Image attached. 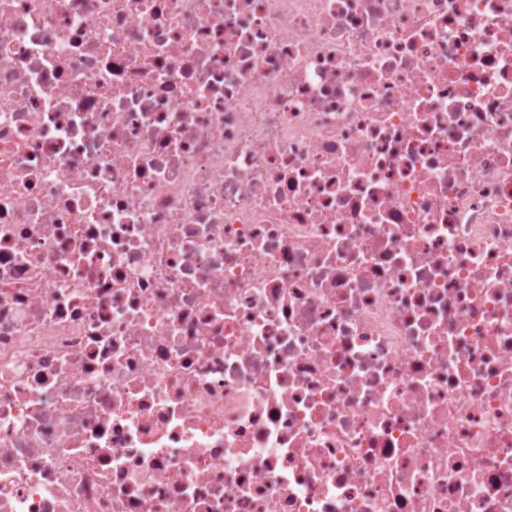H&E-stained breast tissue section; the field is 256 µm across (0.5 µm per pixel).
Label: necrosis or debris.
<instances>
[{
	"label": "necrosis or debris",
	"instance_id": "obj_1",
	"mask_svg": "<svg viewBox=\"0 0 512 512\" xmlns=\"http://www.w3.org/2000/svg\"><path fill=\"white\" fill-rule=\"evenodd\" d=\"M0 512H512V0H0Z\"/></svg>",
	"mask_w": 512,
	"mask_h": 512
}]
</instances>
